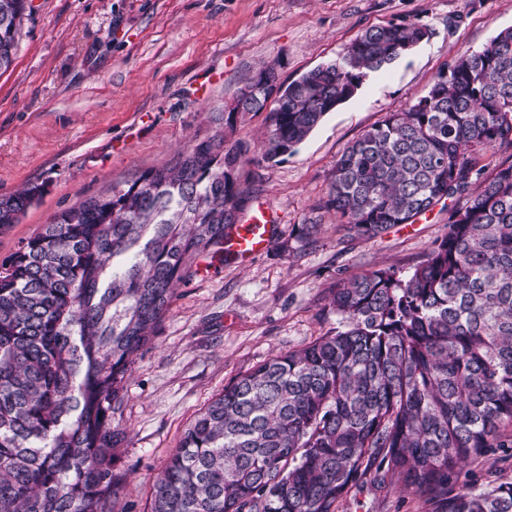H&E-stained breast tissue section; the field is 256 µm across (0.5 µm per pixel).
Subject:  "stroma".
<instances>
[{"label": "stroma", "mask_w": 512, "mask_h": 512, "mask_svg": "<svg viewBox=\"0 0 512 512\" xmlns=\"http://www.w3.org/2000/svg\"><path fill=\"white\" fill-rule=\"evenodd\" d=\"M415 19L431 35L326 114L288 155L263 158L264 114L247 115L241 187L272 207L266 251L213 261L181 284L132 366L115 451L125 488L115 512H148L149 490L187 426L224 387L271 356L305 347L336 324L337 281L368 269L409 274L448 231L437 204L381 236H352L322 209L344 149L425 95L436 73L512 28V0H31L10 68L0 73V196L32 183L39 199L0 231V260L77 201L172 163L214 131L240 88L274 65L287 84L338 59L366 28ZM316 224L315 240L299 228ZM339 512H421L393 486L352 490Z\"/></svg>", "instance_id": "obj_1"}]
</instances>
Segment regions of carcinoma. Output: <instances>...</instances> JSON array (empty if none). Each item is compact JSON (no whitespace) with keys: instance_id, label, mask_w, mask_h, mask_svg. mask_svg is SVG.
I'll use <instances>...</instances> for the list:
<instances>
[{"instance_id":"obj_1","label":"carcinoma","mask_w":512,"mask_h":512,"mask_svg":"<svg viewBox=\"0 0 512 512\" xmlns=\"http://www.w3.org/2000/svg\"><path fill=\"white\" fill-rule=\"evenodd\" d=\"M28 0H0V71ZM430 36L419 22L364 30L340 57L285 87L236 99L215 131L57 213L0 262V512H114L124 477L132 365L199 261L224 242L252 191L228 143L267 113L268 161L302 143L364 77ZM512 28L438 72L426 95L337 159L324 208L376 237L440 201L448 232L407 276L369 269L336 284V327L239 376L186 428L153 483L150 512H338L368 482L396 481L423 512H512V478L463 467L512 448ZM34 186L0 197V231Z\"/></svg>"}]
</instances>
